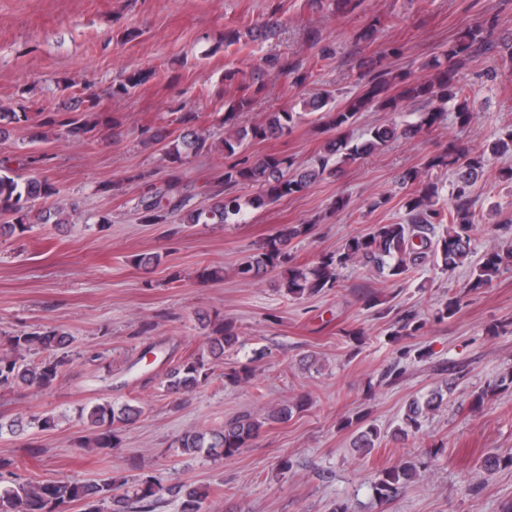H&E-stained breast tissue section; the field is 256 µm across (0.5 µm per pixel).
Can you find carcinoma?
Listing matches in <instances>:
<instances>
[{"label":"carcinoma","mask_w":512,"mask_h":512,"mask_svg":"<svg viewBox=\"0 0 512 512\" xmlns=\"http://www.w3.org/2000/svg\"><path fill=\"white\" fill-rule=\"evenodd\" d=\"M278 7L271 6L266 19L242 33L237 29L224 32V47L256 42L276 34L282 22L277 17ZM503 48L512 52V41L496 43L492 29L484 25L468 26L458 31L448 41V49L434 56L424 68L430 77L420 79L407 72H394L375 59L360 62V85L342 106L332 102L330 96H317L302 100V111L268 112L250 125L235 123L241 112L251 111L255 100L266 89L264 76L275 74L302 86L309 72L288 57H267L258 71L250 74L251 95L224 98V138L210 140L198 125V115L182 112L175 117L178 134L172 135L167 127L154 129L147 140L165 143L163 161L171 174L160 185L150 184L137 204L140 222L144 224H243L250 210L273 204L282 198L300 194L326 174L352 163L364 156L382 150L392 140L403 136L413 138L436 124L441 109L433 106L436 101L453 103L456 119L465 125L471 111L466 97L467 86L461 70L470 62ZM153 76L151 72L135 70L117 87L115 95H127ZM408 102H420L428 110L419 113V120L411 123L394 122L374 126L359 138L353 137L351 127L358 115L372 107L392 114L404 110ZM95 106L88 89L72 97V103L41 113V126L73 137L92 135L97 123L87 119ZM319 115L325 125L336 131L328 139L315 162L305 168L295 165L292 158L278 153L266 154L256 161L244 156L249 144L277 139L287 134L297 123L311 115ZM30 121L26 107L18 105L12 112H0V138L25 126ZM219 152L224 156V189L217 190L204 203H193L191 184L183 181L177 170L190 156ZM503 160L496 171V180L512 184V129L499 134L487 149L476 152L456 141L433 155L427 169L450 170L454 181L448 210L438 207L439 187L431 180H424L418 170L403 176V183L412 187L405 201V218L401 222L376 224L371 232L346 239L334 251L318 256L312 264H297L288 253L287 246L294 239L307 237L310 224H284L274 234L260 242L254 252L237 266V274L245 279L278 271V286L289 300H301L326 294L340 287L343 270L350 266L368 268L393 280H404L408 274L430 263L442 262L446 270L465 264L470 266L467 293H477L492 285L498 278L505 256L493 246L477 262L471 261V233L476 227L475 186L486 174L490 158ZM240 184L259 188L252 197L233 192ZM60 194L46 178L32 175L27 178L0 173V236L24 233L33 224L66 223V203L56 200L53 210H41L36 205ZM466 293L448 298L436 311L435 319L443 322L455 316L465 303ZM199 321L204 330L205 350L184 358L168 355V367L162 386L172 394L191 392L205 385L213 374L216 362L224 357V349L239 343V333L234 322L217 316L202 314ZM426 321L414 308L399 311L389 323V335L396 338L420 336ZM9 352L0 354V389L29 387L46 390L58 382L64 367L69 363L70 338L57 328H44L22 332L7 338ZM46 352L48 356L35 360L31 355ZM444 402V393L433 390L413 399L401 419L395 434L407 436L418 433L423 422L437 411ZM308 405L301 398L272 408L265 420L240 415L224 424L221 431L190 430L180 436L177 447L185 454L204 450L216 456L233 457L240 449L255 439L267 421L286 422ZM143 413L142 407L125 402L116 405L110 401L96 403L80 411L79 417L86 426L87 435L79 442L82 448H115L119 445L118 429L135 421ZM35 426L41 430L56 427L52 415L34 416L26 421L16 418L8 425L0 424L12 434H21ZM380 432L374 424L357 418L353 446L370 451L376 447ZM512 466V450L492 453L483 458L480 469L487 479L499 469ZM16 461L0 458V512H63L70 504L81 506V512H154L167 493L180 499L181 512H204L210 493L199 487L183 483L164 486L153 475L141 476L131 489L115 493V482L110 479L88 482L69 476L54 480L3 482V473L13 474ZM417 475L416 463L405 461L398 466L382 470L374 483L378 497L388 501L400 488Z\"/></svg>","instance_id":"carcinoma-1"}]
</instances>
